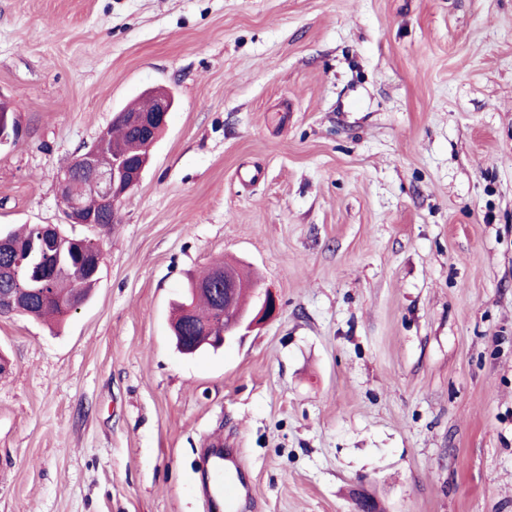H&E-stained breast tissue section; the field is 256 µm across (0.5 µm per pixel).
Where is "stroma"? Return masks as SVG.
Masks as SVG:
<instances>
[{
  "label": "stroma",
  "instance_id": "stroma-1",
  "mask_svg": "<svg viewBox=\"0 0 512 512\" xmlns=\"http://www.w3.org/2000/svg\"><path fill=\"white\" fill-rule=\"evenodd\" d=\"M171 119L118 224L66 225L75 153ZM0 228L104 254L61 323L0 315V512H512V0H0ZM276 316L177 351L221 261ZM214 446L216 448L205 463L208 471L206 494L216 505L221 504L225 512H238L241 487L234 480L240 475L237 458L229 448H225L222 455L221 440H215Z\"/></svg>",
  "mask_w": 512,
  "mask_h": 512
}]
</instances>
